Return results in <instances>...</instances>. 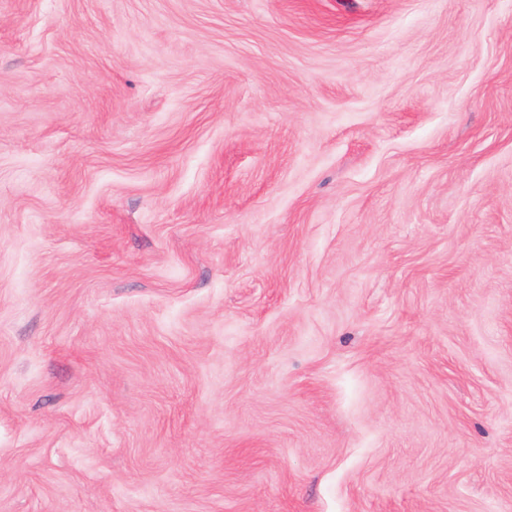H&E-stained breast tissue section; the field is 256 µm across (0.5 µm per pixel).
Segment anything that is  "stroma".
Wrapping results in <instances>:
<instances>
[{"instance_id": "1", "label": "stroma", "mask_w": 512, "mask_h": 512, "mask_svg": "<svg viewBox=\"0 0 512 512\" xmlns=\"http://www.w3.org/2000/svg\"><path fill=\"white\" fill-rule=\"evenodd\" d=\"M0 512H512V0H0Z\"/></svg>"}]
</instances>
